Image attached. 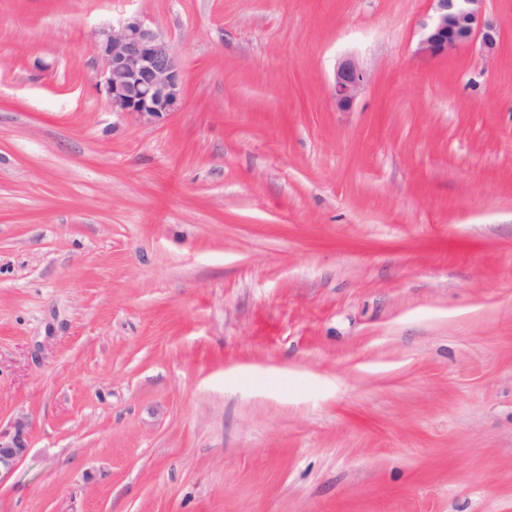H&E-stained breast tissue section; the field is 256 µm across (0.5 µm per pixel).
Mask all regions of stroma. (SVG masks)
Returning a JSON list of instances; mask_svg holds the SVG:
<instances>
[{"label":"stroma","instance_id":"35a3bbf8","mask_svg":"<svg viewBox=\"0 0 512 512\" xmlns=\"http://www.w3.org/2000/svg\"><path fill=\"white\" fill-rule=\"evenodd\" d=\"M0 0V512H512V0ZM137 14L181 65L98 86ZM369 83L331 95L338 60ZM431 21L423 25L418 51L430 57L447 56L460 46L479 41L481 52L495 56L500 49V33L486 17L485 0H432ZM103 59V91L112 112L156 124L183 99L179 60L171 44L138 16L102 30L95 44ZM369 82L367 71L347 57L340 60L334 72L332 95L339 111H348ZM15 433L10 437L0 434V479L2 473H11L28 451L26 424L17 421Z\"/></svg>","mask_w":512,"mask_h":512}]
</instances>
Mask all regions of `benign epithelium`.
I'll return each mask as SVG.
<instances>
[{
    "label": "benign epithelium",
    "mask_w": 512,
    "mask_h": 512,
    "mask_svg": "<svg viewBox=\"0 0 512 512\" xmlns=\"http://www.w3.org/2000/svg\"><path fill=\"white\" fill-rule=\"evenodd\" d=\"M435 13L423 25L418 51L446 56L459 47L479 42L481 52L495 56L500 33L485 15V0H433ZM96 50L103 59V91L112 112L143 124H156L178 110L183 99L179 60L171 44L138 16L102 30ZM369 82L367 71L347 57L334 72L332 95L336 109H351ZM28 451L26 424L16 423L10 437L0 435V474L10 473Z\"/></svg>",
    "instance_id": "1"
}]
</instances>
